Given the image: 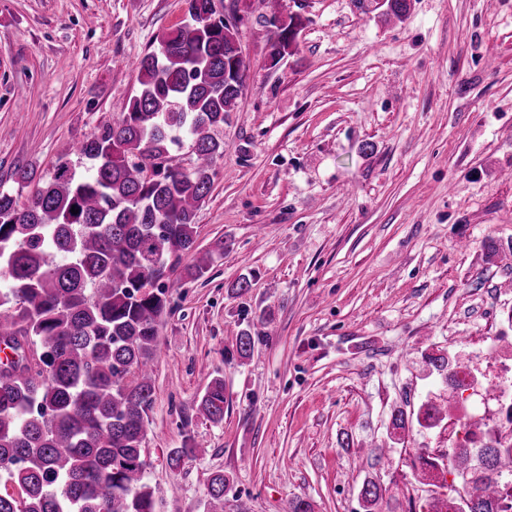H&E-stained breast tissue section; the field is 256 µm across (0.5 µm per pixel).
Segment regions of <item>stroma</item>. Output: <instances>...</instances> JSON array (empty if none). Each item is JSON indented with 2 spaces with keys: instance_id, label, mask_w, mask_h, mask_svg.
<instances>
[{
  "instance_id": "obj_1",
  "label": "stroma",
  "mask_w": 512,
  "mask_h": 512,
  "mask_svg": "<svg viewBox=\"0 0 512 512\" xmlns=\"http://www.w3.org/2000/svg\"><path fill=\"white\" fill-rule=\"evenodd\" d=\"M221 9L245 17L249 69L196 216L198 249L220 238L224 255L198 280L170 275L145 444L158 510L203 512L221 471L224 512H362L372 476L438 512L455 473L416 471L446 425L414 419L461 400L425 355L491 381L512 369V324L496 326L512 310V0H410L400 18L378 0H282L302 28L275 67L264 0ZM185 20L184 0H0V183L28 198L111 126L134 63ZM18 166L32 182L13 183ZM246 329L260 338L243 358ZM216 375L219 424L197 412ZM398 408L413 422L396 431ZM188 439L195 457L170 468Z\"/></svg>"
}]
</instances>
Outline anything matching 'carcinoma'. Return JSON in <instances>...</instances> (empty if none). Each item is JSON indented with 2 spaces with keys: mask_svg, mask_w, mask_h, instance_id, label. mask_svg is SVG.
Listing matches in <instances>:
<instances>
[{
  "mask_svg": "<svg viewBox=\"0 0 512 512\" xmlns=\"http://www.w3.org/2000/svg\"><path fill=\"white\" fill-rule=\"evenodd\" d=\"M187 22L135 63V94L119 119L77 147L79 169L58 157L50 179L21 203L0 184V512H156L143 444L169 273L194 253L185 277H202L224 241L196 250L195 218L224 155L214 130L228 123L248 69L238 29L214 17L212 0H185ZM299 21L271 30L269 57L289 54ZM194 147L183 170L174 151ZM153 170L144 178L143 172ZM78 213H71V209ZM448 375L458 361L428 355ZM198 413L224 421L215 376ZM195 453L168 455L177 469ZM511 448H451L448 468L471 512H500L512 483ZM227 478L212 473L203 512H224ZM364 512H402L398 497L367 478Z\"/></svg>",
  "mask_w": 512,
  "mask_h": 512,
  "instance_id": "carcinoma-1",
  "label": "carcinoma"
}]
</instances>
